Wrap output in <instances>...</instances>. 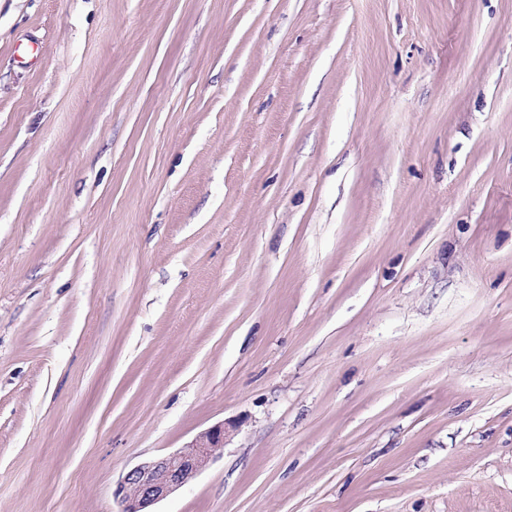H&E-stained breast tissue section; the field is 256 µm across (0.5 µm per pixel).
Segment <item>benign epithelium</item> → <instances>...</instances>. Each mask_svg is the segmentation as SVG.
Listing matches in <instances>:
<instances>
[{"instance_id": "benign-epithelium-1", "label": "benign epithelium", "mask_w": 512, "mask_h": 512, "mask_svg": "<svg viewBox=\"0 0 512 512\" xmlns=\"http://www.w3.org/2000/svg\"><path fill=\"white\" fill-rule=\"evenodd\" d=\"M225 424H216L166 455L144 460L120 480V512H153L152 507L193 481L224 448Z\"/></svg>"}]
</instances>
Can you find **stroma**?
Wrapping results in <instances>:
<instances>
[{
    "mask_svg": "<svg viewBox=\"0 0 512 512\" xmlns=\"http://www.w3.org/2000/svg\"><path fill=\"white\" fill-rule=\"evenodd\" d=\"M512 512V0H0V512ZM226 433L223 422L216 424L176 451L134 466L122 477L114 492L120 512H156L151 510L155 504L206 469L224 448Z\"/></svg>",
    "mask_w": 512,
    "mask_h": 512,
    "instance_id": "35a3bbf8",
    "label": "stroma"
}]
</instances>
